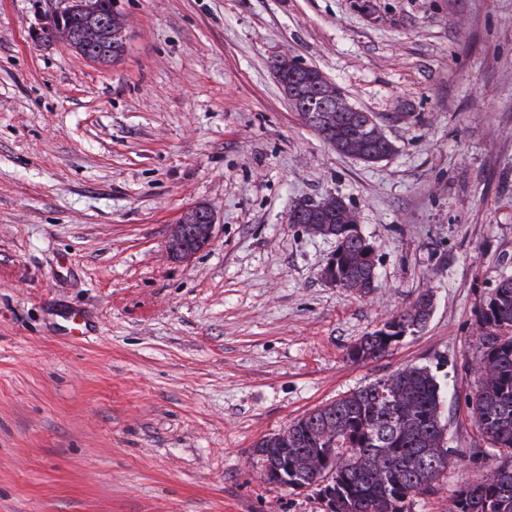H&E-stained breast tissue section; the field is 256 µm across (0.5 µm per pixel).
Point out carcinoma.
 Returning <instances> with one entry per match:
<instances>
[{
	"instance_id": "carcinoma-1",
	"label": "carcinoma",
	"mask_w": 512,
	"mask_h": 512,
	"mask_svg": "<svg viewBox=\"0 0 512 512\" xmlns=\"http://www.w3.org/2000/svg\"><path fill=\"white\" fill-rule=\"evenodd\" d=\"M86 13L63 21L53 36L66 40L77 53L100 64L124 52L125 20L112 0H84ZM285 90L302 95L301 109L315 113L319 102L308 88L322 73L312 67L288 77L284 60L273 64ZM329 127L311 129L337 152L375 164L395 150L385 135H373L366 112H336ZM297 223L313 236L336 241L329 265L343 287L363 294L378 287L374 247L357 230L342 199L336 211L305 209ZM419 295L407 308L392 314L380 328L352 345L354 362L386 355L404 333H415L430 312ZM487 332L480 336V356L473 364L475 391L468 401L480 437L503 452L497 469L459 485L449 512H512V279L499 283L480 315ZM447 422L441 385L427 366H408L319 406L289 425L284 433L265 437L255 452L265 461L285 459L288 480L309 483L322 476L319 465L329 451L336 454V500L332 512H408L413 499L433 490L448 469L455 450L444 447Z\"/></svg>"
}]
</instances>
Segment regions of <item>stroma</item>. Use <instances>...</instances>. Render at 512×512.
Segmentation results:
<instances>
[{
	"instance_id": "1",
	"label": "stroma",
	"mask_w": 512,
	"mask_h": 512,
	"mask_svg": "<svg viewBox=\"0 0 512 512\" xmlns=\"http://www.w3.org/2000/svg\"><path fill=\"white\" fill-rule=\"evenodd\" d=\"M62 0H0V512H326L255 444L404 367H430L447 447L412 512L500 461L467 403L478 314L512 278V0H116L125 49L41 40ZM317 67L396 151L336 152L272 67ZM342 197L371 294L321 276L288 221ZM204 203L190 261L170 224ZM423 329L350 347L419 295ZM197 214L199 224L190 223L188 218ZM216 214L207 205L189 207L176 224H170L166 247L170 256L178 261H188L197 252L207 247L213 239Z\"/></svg>"
}]
</instances>
